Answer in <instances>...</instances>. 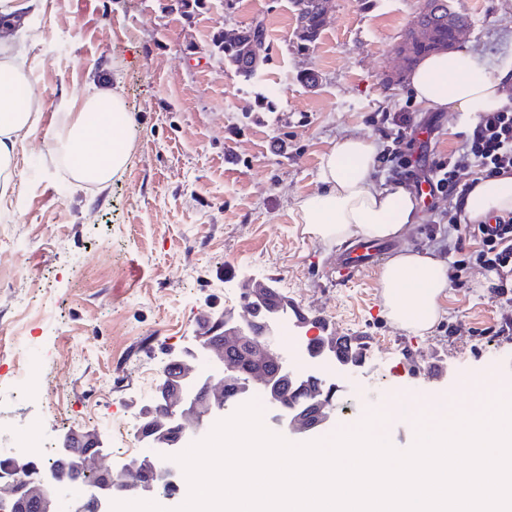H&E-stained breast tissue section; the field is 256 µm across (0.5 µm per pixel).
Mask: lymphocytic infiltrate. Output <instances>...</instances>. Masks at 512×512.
Here are the masks:
<instances>
[{"instance_id": "1", "label": "lymphocytic infiltrate", "mask_w": 512, "mask_h": 512, "mask_svg": "<svg viewBox=\"0 0 512 512\" xmlns=\"http://www.w3.org/2000/svg\"><path fill=\"white\" fill-rule=\"evenodd\" d=\"M381 122L391 140L379 157L381 168L404 185L426 178L434 198L431 211L438 224L450 226L456 234L449 247L457 256L449 274L452 283L461 284V272L478 267L495 275L492 288L497 297H512V212L497 215L491 226L463 223L462 201L469 186L461 181L466 170L485 178L512 172V102L480 113L472 131L446 154L434 150L413 154L416 125L411 113L387 112Z\"/></svg>"}]
</instances>
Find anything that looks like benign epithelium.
Returning a JSON list of instances; mask_svg holds the SVG:
<instances>
[{
	"instance_id": "obj_1",
	"label": "benign epithelium",
	"mask_w": 512,
	"mask_h": 512,
	"mask_svg": "<svg viewBox=\"0 0 512 512\" xmlns=\"http://www.w3.org/2000/svg\"><path fill=\"white\" fill-rule=\"evenodd\" d=\"M250 27L261 34L241 45V58L258 70L260 51L267 37L266 24L256 17ZM250 317L238 320L224 312H207L197 324L191 346L170 355L148 402L140 409L139 434L148 451L128 459L119 472L94 469L88 461L103 455L100 434L69 430L60 436L55 460L35 469L30 454H0V512H59L70 503V512H112L119 478L127 476V491L136 494L163 490L182 479L170 468L168 458L189 440L211 433L224 417L228 403H244L253 395L251 380L257 378L268 408L288 412L287 429L312 435L334 419L333 394L339 384L353 382L362 363L342 354L340 340L321 336L312 350L311 331L319 328L303 316H295V343L281 344V328L288 318V301L274 281L257 282L245 289ZM296 348L303 349L305 370L290 367ZM250 358L268 366L263 373L241 368ZM331 366L334 379L324 372Z\"/></svg>"
}]
</instances>
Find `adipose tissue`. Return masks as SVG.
Instances as JSON below:
<instances>
[{"label": "adipose tissue", "instance_id": "obj_1", "mask_svg": "<svg viewBox=\"0 0 512 512\" xmlns=\"http://www.w3.org/2000/svg\"><path fill=\"white\" fill-rule=\"evenodd\" d=\"M512 75L489 78L479 73L468 54L437 52L421 59L407 84L415 103L474 120L506 102ZM35 80L26 56L0 39V196L15 184L19 144L38 128ZM132 118L121 95L105 86L86 96L78 112L45 136L49 152L74 161L73 178L97 190L107 189L130 157L125 135ZM376 140L357 134L341 137L324 155L318 188L299 204L304 234L325 244L404 236L418 220V202L404 187H376L371 174L377 164ZM464 213L477 224L512 211V175L481 178L463 201ZM378 288L389 318L412 332L430 331L448 295L447 264L435 257L402 251L383 267Z\"/></svg>", "mask_w": 512, "mask_h": 512}]
</instances>
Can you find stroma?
<instances>
[{
    "mask_svg": "<svg viewBox=\"0 0 512 512\" xmlns=\"http://www.w3.org/2000/svg\"><path fill=\"white\" fill-rule=\"evenodd\" d=\"M471 17L460 48L490 78L512 69V0H457ZM422 0H329L315 46L294 34L291 0H46L24 48L37 76L38 130L18 149L13 192L0 198V446L52 449L68 429L98 432L92 467L119 471L145 445L140 408L170 353L206 311L243 317V284L275 281L309 319L366 343L356 380L336 399L335 428L366 400L442 398L464 374L512 383V335L487 336L505 303L471 268L436 327L392 323L378 271L339 285L336 246L303 234L298 203L345 134L380 137L375 115L431 125L438 152L457 144L456 114L414 103L398 55ZM267 26L251 79L225 65L219 33ZM317 75L300 83L301 72ZM117 81L134 123L127 166L105 191L80 189L43 138L63 126L92 79ZM286 151H277V141ZM39 161V173L30 164ZM438 365L430 374L426 365Z\"/></svg>",
    "mask_w": 512,
    "mask_h": 512,
    "instance_id": "obj_1",
    "label": "stroma"
}]
</instances>
